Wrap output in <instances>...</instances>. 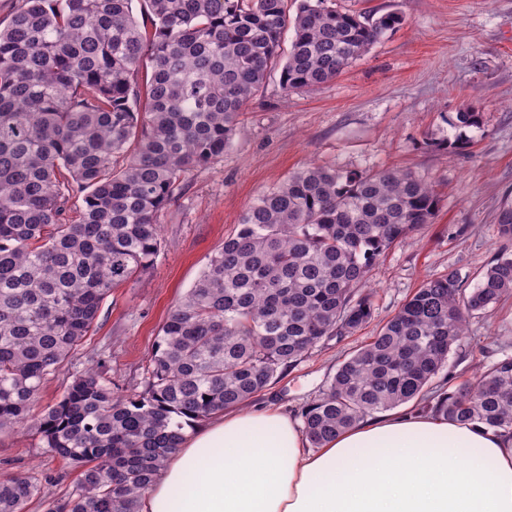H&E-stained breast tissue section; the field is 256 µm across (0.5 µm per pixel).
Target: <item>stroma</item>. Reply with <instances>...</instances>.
I'll use <instances>...</instances> for the list:
<instances>
[{"label":"stroma","instance_id":"stroma-1","mask_svg":"<svg viewBox=\"0 0 512 512\" xmlns=\"http://www.w3.org/2000/svg\"><path fill=\"white\" fill-rule=\"evenodd\" d=\"M336 9L402 23L336 79L312 92L285 91L279 71L243 109L221 161L186 178L161 218L164 248L154 265L112 290L72 362L48 377L38 407L58 401L72 373L97 369L115 392L140 389L156 336L225 237L264 191L308 164L339 171L404 169L431 184L438 209L370 272L372 320L303 358L252 398L298 412L338 364L366 344L425 280L456 272L464 292L504 247L497 212L512 201V0H331ZM481 112L461 149L439 146L463 108ZM512 356V295L470 319L446 369L472 378L477 365ZM51 477L72 490L75 471L42 448L35 431H0V478Z\"/></svg>","mask_w":512,"mask_h":512}]
</instances>
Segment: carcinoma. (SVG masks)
I'll return each mask as SVG.
<instances>
[{
    "instance_id": "cac0c4a2",
    "label": "carcinoma",
    "mask_w": 512,
    "mask_h": 512,
    "mask_svg": "<svg viewBox=\"0 0 512 512\" xmlns=\"http://www.w3.org/2000/svg\"><path fill=\"white\" fill-rule=\"evenodd\" d=\"M20 0L0 27V430L32 428L79 472L56 498L0 478V512H139L183 427L248 404L314 349L373 318L380 258L431 223L438 199L407 170L294 171L260 194L161 327L142 389L77 372L34 414L46 378L83 345L112 289L159 255L161 215L189 173L224 156L244 106L280 70L287 91L336 79L387 31L327 0ZM293 30L288 52L285 30ZM459 143L481 126L471 108ZM512 240V202L497 214ZM512 294L502 249L470 293L424 281L300 413L312 448L403 405L512 430V356L436 396L469 319Z\"/></svg>"
}]
</instances>
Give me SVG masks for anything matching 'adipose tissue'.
<instances>
[{"mask_svg":"<svg viewBox=\"0 0 512 512\" xmlns=\"http://www.w3.org/2000/svg\"><path fill=\"white\" fill-rule=\"evenodd\" d=\"M140 512H512V435L397 411L312 448L283 409H230L185 430Z\"/></svg>","mask_w":512,"mask_h":512,"instance_id":"ef3b65f1","label":"adipose tissue"}]
</instances>
